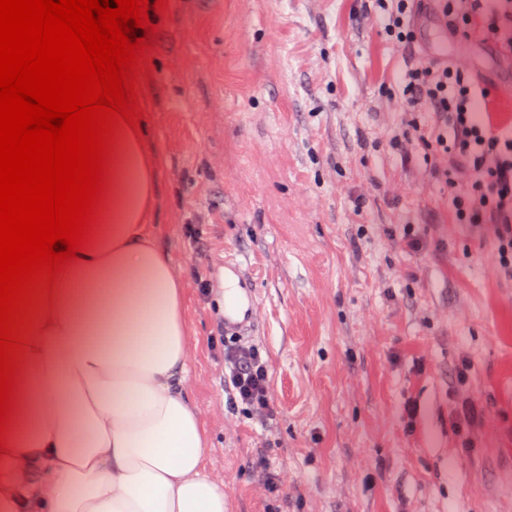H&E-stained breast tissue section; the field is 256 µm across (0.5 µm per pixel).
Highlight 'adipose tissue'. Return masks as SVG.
Returning a JSON list of instances; mask_svg holds the SVG:
<instances>
[{
	"instance_id": "ef3b65f1",
	"label": "adipose tissue",
	"mask_w": 512,
	"mask_h": 512,
	"mask_svg": "<svg viewBox=\"0 0 512 512\" xmlns=\"http://www.w3.org/2000/svg\"><path fill=\"white\" fill-rule=\"evenodd\" d=\"M159 159L121 127L111 218L40 309L0 454V512H226L185 390L184 285L153 233Z\"/></svg>"
}]
</instances>
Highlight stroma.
Masks as SVG:
<instances>
[{
	"instance_id": "obj_1",
	"label": "stroma",
	"mask_w": 512,
	"mask_h": 512,
	"mask_svg": "<svg viewBox=\"0 0 512 512\" xmlns=\"http://www.w3.org/2000/svg\"><path fill=\"white\" fill-rule=\"evenodd\" d=\"M361 0H169L138 83L160 160L155 236L185 284L186 389L227 512H512V280L488 226L456 224L424 152L388 146L387 94L418 60ZM483 109L512 122V70L482 43ZM426 244L399 248L403 225ZM245 259L277 406L230 409L215 305ZM480 418L451 427L456 368ZM414 402L413 425L402 417ZM281 484L266 491L252 459Z\"/></svg>"
}]
</instances>
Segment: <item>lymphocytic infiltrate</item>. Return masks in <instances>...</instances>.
<instances>
[{"mask_svg": "<svg viewBox=\"0 0 512 512\" xmlns=\"http://www.w3.org/2000/svg\"><path fill=\"white\" fill-rule=\"evenodd\" d=\"M417 0H371L372 16L392 44L416 40L412 19ZM451 33L479 36L512 48V0H437ZM489 85L474 81L455 61L410 64L390 98L405 117L390 144L408 153L414 147L433 158L431 177L448 192L457 224H488L494 232L493 268L512 279V124L493 123L482 104ZM231 405L249 419H267L276 408L269 364L258 346L224 344Z\"/></svg>", "mask_w": 512, "mask_h": 512, "instance_id": "f902f5d3", "label": "lymphocytic infiltrate"}]
</instances>
